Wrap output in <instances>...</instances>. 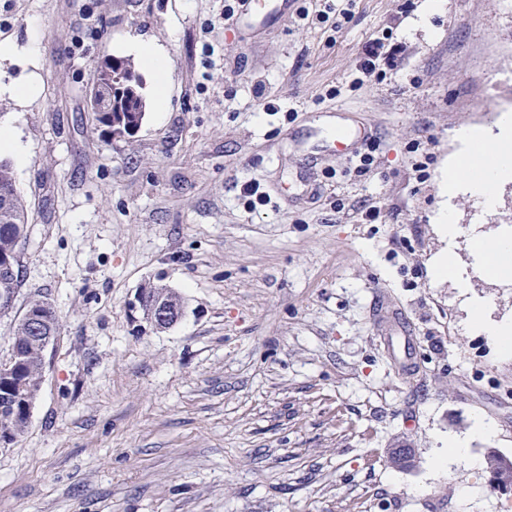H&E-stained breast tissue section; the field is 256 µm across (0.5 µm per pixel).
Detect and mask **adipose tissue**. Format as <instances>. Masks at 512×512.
Returning a JSON list of instances; mask_svg holds the SVG:
<instances>
[{"mask_svg":"<svg viewBox=\"0 0 512 512\" xmlns=\"http://www.w3.org/2000/svg\"><path fill=\"white\" fill-rule=\"evenodd\" d=\"M458 138L462 143L474 145L475 150L466 159L449 162L448 192H455L463 182L483 204L494 206L500 180L512 174V138L501 136L496 144L488 145L483 143L481 131L468 127L459 131ZM473 246L485 273L506 281L512 279L511 238L480 237L474 239Z\"/></svg>","mask_w":512,"mask_h":512,"instance_id":"obj_1","label":"adipose tissue"}]
</instances>
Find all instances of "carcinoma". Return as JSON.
I'll list each match as a JSON object with an SVG mask.
<instances>
[{
  "label": "carcinoma",
  "instance_id": "1",
  "mask_svg": "<svg viewBox=\"0 0 512 512\" xmlns=\"http://www.w3.org/2000/svg\"><path fill=\"white\" fill-rule=\"evenodd\" d=\"M94 94L107 98L108 108L91 107L96 125L105 128L112 136L131 135L138 130L146 115V97L143 78L133 61L112 55L106 56L99 67V77ZM29 233V205L16 188L11 162L0 158V256L13 262V273L0 279V308L13 307L20 286L19 245ZM140 302L153 312L156 305L168 309L164 327L173 325L182 315L183 301L172 292L159 288H144ZM45 301L34 300L31 305L41 306V333L57 336L58 319ZM34 332L27 317H21L14 326L12 343L22 350L20 370L10 380L0 379V395L7 407L0 411V434L8 433L14 440L25 433L30 419L33 400L40 391L44 376L45 352L43 342L33 338Z\"/></svg>",
  "mask_w": 512,
  "mask_h": 512
}]
</instances>
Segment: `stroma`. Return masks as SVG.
<instances>
[{
  "label": "stroma",
  "instance_id": "1",
  "mask_svg": "<svg viewBox=\"0 0 512 512\" xmlns=\"http://www.w3.org/2000/svg\"><path fill=\"white\" fill-rule=\"evenodd\" d=\"M231 2L0 0V86L39 82L0 93L31 215L0 361L29 301L59 321L28 430L0 443V512H501L512 491L483 462L512 457V354L467 325L477 304L512 322V283L470 251L512 236V179L490 210L439 182L460 126L494 138L512 117V0H334L325 23L300 15L325 0H296L255 34ZM137 43L168 59L166 100L139 65L145 119L111 137L88 95ZM338 125L366 128L368 169L332 150ZM249 182L267 205L247 207ZM445 211L463 274L438 280ZM148 284L183 299L172 327L139 304ZM378 289L418 338L417 378L378 341ZM466 436L468 459L439 462ZM401 445L413 469L388 465ZM486 459H493L496 462V465L489 469L491 486L501 492H510L512 489V460L493 448L487 451Z\"/></svg>",
  "mask_w": 512,
  "mask_h": 512
}]
</instances>
